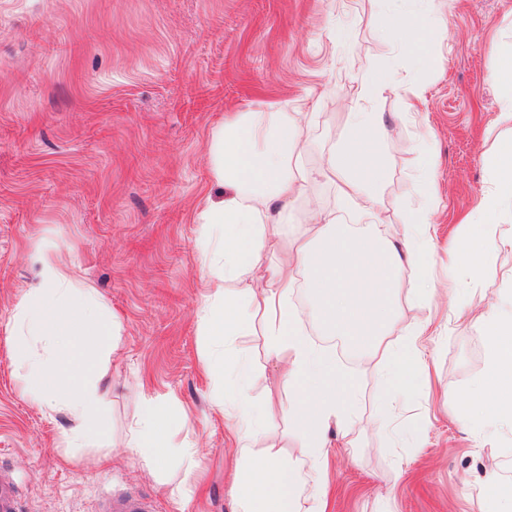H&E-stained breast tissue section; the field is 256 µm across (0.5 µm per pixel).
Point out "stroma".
<instances>
[{
    "instance_id": "obj_1",
    "label": "stroma",
    "mask_w": 512,
    "mask_h": 512,
    "mask_svg": "<svg viewBox=\"0 0 512 512\" xmlns=\"http://www.w3.org/2000/svg\"><path fill=\"white\" fill-rule=\"evenodd\" d=\"M385 20L377 0H0V474L15 486L16 512H100L111 493L141 497L150 512H229L230 452L206 369L213 345L196 316L211 277L196 215L224 194L210 141L228 113L314 112L304 163L315 167L371 73L419 88L421 99L387 92L373 105L392 146L379 218L408 216L418 154L432 156L429 277L447 287L449 247L481 222L504 93L492 74L512 51V0H433L438 38L420 67L382 38ZM46 244L120 322L107 366L110 441L91 448L64 447L70 420L21 394L9 329ZM511 273L512 250L492 253L472 307L494 300ZM430 319L424 370L391 400L375 367L337 353L361 402L345 425L351 447L331 448L332 512H480L478 476L512 482V428L463 425L443 397L484 371L478 325L444 304ZM139 394L187 411L176 439L198 450L192 475L152 472L126 453ZM387 413L416 429L412 443L385 440ZM186 480L192 494L171 498Z\"/></svg>"
}]
</instances>
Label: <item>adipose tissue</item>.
I'll list each match as a JSON object with an SVG mask.
<instances>
[{
  "instance_id": "adipose-tissue-1",
  "label": "adipose tissue",
  "mask_w": 512,
  "mask_h": 512,
  "mask_svg": "<svg viewBox=\"0 0 512 512\" xmlns=\"http://www.w3.org/2000/svg\"><path fill=\"white\" fill-rule=\"evenodd\" d=\"M380 2L391 14L383 38L396 40L411 60L423 62L435 39L424 22L430 0H410L409 12L400 14L393 11L395 0ZM493 77L506 88L497 116L505 133L495 145L492 184L476 206L483 223L476 238L452 252L448 276L454 286L442 295L427 272L436 194L429 156L416 168L420 201L410 219L396 230L378 222L389 144L382 115L370 103L384 91L401 90L391 72L372 76L362 104L350 113L341 141L321 167L299 165L304 127L312 122L308 112H237L213 136L212 170L224 197L199 213L198 248L225 286L206 299L197 316L214 345L207 369L221 381L214 404L226 419L236 460L231 512H328L327 440L360 403L353 377L332 353L306 338L293 306L297 281L311 293L322 332L381 365V387L389 396L412 382L422 364L418 341L430 324L426 317L407 322L403 302L429 309L442 296L450 307H468L489 251L512 249V228L505 226L512 221V55L500 60ZM321 178L335 184L339 210L310 211L304 223L289 227L293 202ZM275 236L287 246L272 256L268 245ZM37 260L41 281L18 300L11 327L26 370L22 393L32 404L70 419L67 447L87 448L107 428L103 382L117 350V327L97 295L78 287L57 246H44ZM476 322L487 350L484 372L473 389L448 398L463 421L512 425V275ZM256 331L266 361L280 368L289 401L252 392V360L235 342ZM279 414L304 438L297 454L287 453L273 431ZM179 420L157 398L140 395L122 445L150 470L175 460L193 471L195 449L172 439ZM305 458L316 467L314 479L301 473Z\"/></svg>"
}]
</instances>
